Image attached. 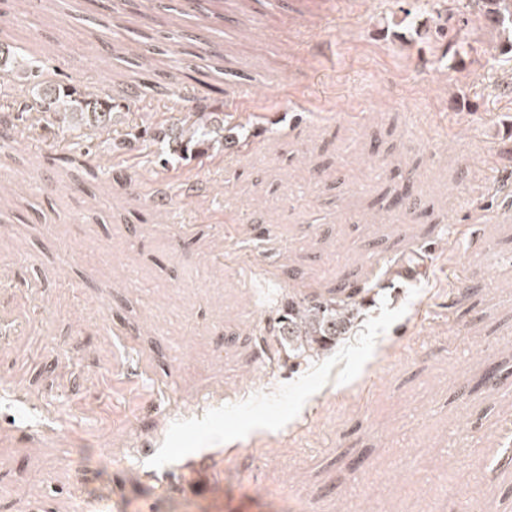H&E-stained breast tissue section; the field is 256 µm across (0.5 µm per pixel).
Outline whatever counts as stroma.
I'll use <instances>...</instances> for the list:
<instances>
[{
    "label": "stroma",
    "mask_w": 512,
    "mask_h": 512,
    "mask_svg": "<svg viewBox=\"0 0 512 512\" xmlns=\"http://www.w3.org/2000/svg\"><path fill=\"white\" fill-rule=\"evenodd\" d=\"M219 0L226 126L248 146L155 172L118 126L107 180L87 131L11 130L0 197V512H512V53L455 0ZM110 0H47L11 28L123 106L140 33ZM456 33L458 43L439 37ZM118 40L126 60L100 65ZM364 172H333L365 143ZM65 156L62 164L48 153ZM420 167V223L375 211L392 166ZM330 171L323 183L311 168ZM155 186L156 212L126 193ZM50 181L58 190L43 193ZM192 198H185L187 183ZM368 279L351 336L298 366L268 329L284 296ZM505 377L479 388L487 366ZM214 453L217 471L187 469ZM91 457L73 470L68 457Z\"/></svg>",
    "instance_id": "stroma-1"
}]
</instances>
